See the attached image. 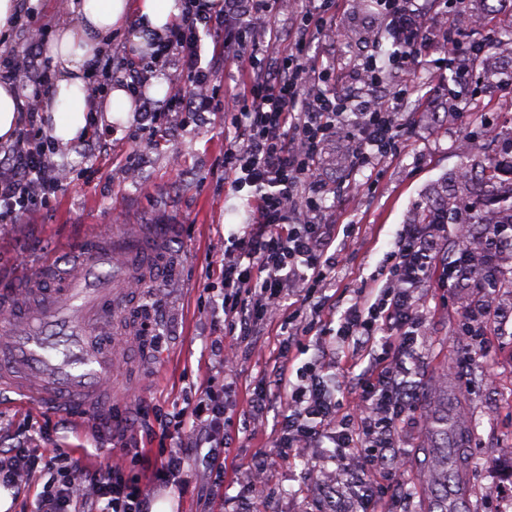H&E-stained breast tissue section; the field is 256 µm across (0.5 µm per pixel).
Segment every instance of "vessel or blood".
<instances>
[{
	"instance_id": "vessel-or-blood-1",
	"label": "vessel or blood",
	"mask_w": 512,
	"mask_h": 512,
	"mask_svg": "<svg viewBox=\"0 0 512 512\" xmlns=\"http://www.w3.org/2000/svg\"><path fill=\"white\" fill-rule=\"evenodd\" d=\"M166 252L161 236L146 237L137 227L113 236L110 250L98 238L71 249L58 270L61 286L15 319L16 294L0 292V391L25 396L39 406L93 415L104 410L116 392L112 357L89 333L103 309L122 312L125 286L99 274L100 258L110 253L112 268L123 274L144 250Z\"/></svg>"
}]
</instances>
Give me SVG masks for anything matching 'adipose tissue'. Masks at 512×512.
Segmentation results:
<instances>
[{"label":"adipose tissue","instance_id":"ef3b65f1","mask_svg":"<svg viewBox=\"0 0 512 512\" xmlns=\"http://www.w3.org/2000/svg\"><path fill=\"white\" fill-rule=\"evenodd\" d=\"M70 12L48 45L58 77L44 106L45 130L61 146L84 134L90 109L127 117L136 110L132 95L119 84L111 86L104 98L91 100L86 61L105 52L113 34L126 31L129 19H137L139 29L161 36L181 8L178 0H71Z\"/></svg>","mask_w":512,"mask_h":512}]
</instances>
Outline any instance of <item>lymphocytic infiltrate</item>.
I'll return each instance as SVG.
<instances>
[{"label": "lymphocytic infiltrate", "instance_id": "lymphocytic-infiltrate-1", "mask_svg": "<svg viewBox=\"0 0 512 512\" xmlns=\"http://www.w3.org/2000/svg\"><path fill=\"white\" fill-rule=\"evenodd\" d=\"M330 0H305L289 47L278 58L276 74L265 60L277 34L267 31L275 0H224L210 11L205 0H182L179 22L154 39L156 55L176 62L183 85L158 108H144L135 129L156 136L167 130L169 114L200 119L220 112L235 129L224 145V179L234 191H249L255 221L240 225L224 242V333L235 340L257 335L264 316L278 314L292 336H308L317 325L307 312L324 308V292L336 277L338 253L322 219L328 187L316 175L325 143L345 138L354 163L372 166L392 155L403 128L404 88L376 94L382 69L369 64L362 88L350 95L329 92L327 70L310 56L311 33H327ZM388 17L386 35L402 46L398 66L419 65L430 41L419 0H382ZM224 35V55L246 60L249 82L241 95L215 101L212 66L203 64L202 35ZM128 49L107 61H93L91 74L108 71L140 93L148 67L129 62ZM24 75L32 93L21 106L23 125L11 150L0 158V223H17L33 205L49 203L63 181L48 144L35 136L38 98L48 95L51 76L35 46L0 60V78ZM448 237L444 224L402 225L388 252L384 285L355 297L337 318V347L351 345L353 359L329 372L318 361L300 368L278 367L269 384L254 393L250 409L262 416L271 402L285 411L286 448L309 444L328 449L329 461L345 466L357 460L359 473L378 472L392 479L403 466L399 423L417 410L418 395L408 366L424 336L426 314L418 293L437 280L442 288H476L482 298L460 314L457 341L462 359L482 357L489 336L512 332V303L498 298L512 273V225L492 222L472 239L458 241L450 257L441 249ZM295 300L285 310L287 300ZM236 375L204 386L195 403L176 419L160 422L175 446L159 451V479L184 482L189 456L224 445V396L235 389ZM350 400H343V393ZM49 475L35 499L34 512H144L145 492L137 473L109 463L87 466L82 459L54 447L37 454L24 447L0 450V485L25 489L37 471Z\"/></svg>", "mask_w": 512, "mask_h": 512}]
</instances>
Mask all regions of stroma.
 Returning <instances> with one entry per match:
<instances>
[{
    "mask_svg": "<svg viewBox=\"0 0 512 512\" xmlns=\"http://www.w3.org/2000/svg\"><path fill=\"white\" fill-rule=\"evenodd\" d=\"M467 9L472 20L465 23L447 11L443 0H428L425 25L432 34L454 32L464 45L485 34L475 17L502 27L512 22V8L501 7L499 0H469ZM331 16L345 41L316 34L309 53L330 68L333 89L347 94L361 87L362 64L374 53V38L384 36L387 16L365 11L361 0H336ZM447 52V44L438 42L415 70L386 66L384 86L409 89L406 109L412 114L393 155L377 166L356 168L345 140L331 139L323 149L317 174L330 185L325 231L333 236L339 226L354 224L358 232L340 255L319 324H329L341 300L374 286L397 230L412 223L418 203L441 190L460 194L459 169L496 156L498 142L486 137L472 142L471 153L459 152L455 144L463 128L489 118L501 139L512 138V92L476 79L460 87L443 78L433 62ZM130 128L127 122H105L96 127L100 148L85 138L59 149L58 165H89L94 173L70 177L49 205L23 215L19 223H0V284L50 288L53 281L42 266L56 263L84 235L117 233L125 224L141 225L150 234L155 225H164L169 252L161 277L129 287L131 304H139L146 292L159 297V307L145 322L116 314L110 324L109 336L119 343L112 374L123 390L118 401L124 414L137 420L157 408L180 412L195 388L212 376L208 347L223 335L224 316L211 309L206 269L223 251L225 232L250 222L252 202L247 192H233L224 181L223 113L210 112L205 121L187 125L173 122L156 146L142 152L131 141ZM478 299V289L452 293L434 284L420 296L429 312L415 360L421 406L400 424L405 445L400 489L381 499V512H429L434 435L428 420L443 402L449 424L464 423L469 431L466 506L469 512H494L486 499L485 464L498 448H512V337H489L484 362L460 365L452 338L461 309ZM234 348L231 368L239 383L226 402L230 420L220 450L224 485L219 492H212L214 476L199 456L186 464L187 484L155 479L150 463L170 445L160 433L129 429L126 447L119 450L111 434L95 432L89 419L72 416L49 424V411L10 392L0 393V448L21 445L38 452L50 441L89 462L106 458L125 471L138 468L149 499L171 496L173 512H344L345 488L329 483L325 449L281 447V416L275 411L251 430L242 428L254 389L282 362L299 367L310 361V353L289 346L276 319L264 321L260 336Z\"/></svg>",
    "mask_w": 512,
    "mask_h": 512,
    "instance_id": "1",
    "label": "stroma"
}]
</instances>
